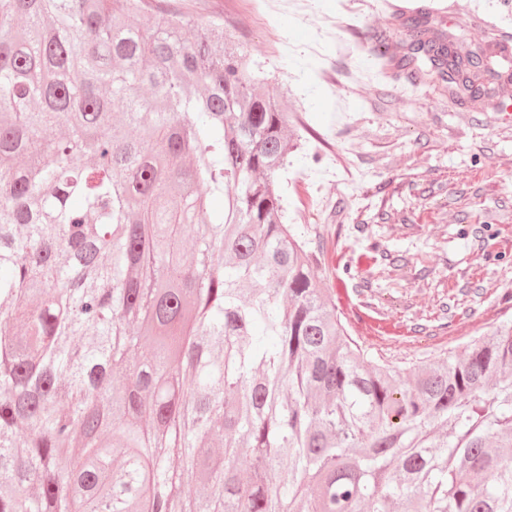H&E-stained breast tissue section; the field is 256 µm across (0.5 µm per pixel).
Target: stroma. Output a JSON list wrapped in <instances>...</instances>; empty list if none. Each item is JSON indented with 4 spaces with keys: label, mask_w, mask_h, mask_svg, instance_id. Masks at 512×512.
Returning a JSON list of instances; mask_svg holds the SVG:
<instances>
[{
    "label": "stroma",
    "mask_w": 512,
    "mask_h": 512,
    "mask_svg": "<svg viewBox=\"0 0 512 512\" xmlns=\"http://www.w3.org/2000/svg\"><path fill=\"white\" fill-rule=\"evenodd\" d=\"M223 18L283 96L298 146L279 175L285 223L315 250L348 334L406 369L460 352L512 317V108L475 111L429 76L374 77L356 44L408 17L492 40L512 58L499 0H152Z\"/></svg>",
    "instance_id": "1"
}]
</instances>
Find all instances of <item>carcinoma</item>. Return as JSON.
Listing matches in <instances>:
<instances>
[{
    "mask_svg": "<svg viewBox=\"0 0 512 512\" xmlns=\"http://www.w3.org/2000/svg\"><path fill=\"white\" fill-rule=\"evenodd\" d=\"M149 8L0 0V512H512V319L369 360L281 221L250 50ZM405 47L360 50L481 95L428 16Z\"/></svg>",
    "mask_w": 512,
    "mask_h": 512,
    "instance_id": "cac0c4a2",
    "label": "carcinoma"
}]
</instances>
